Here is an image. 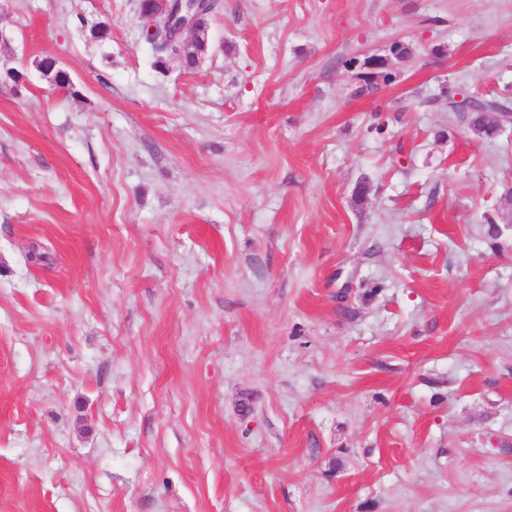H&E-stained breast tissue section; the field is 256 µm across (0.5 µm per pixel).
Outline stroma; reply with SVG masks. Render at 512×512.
I'll list each match as a JSON object with an SVG mask.
<instances>
[{
    "label": "stroma",
    "instance_id": "obj_1",
    "mask_svg": "<svg viewBox=\"0 0 512 512\" xmlns=\"http://www.w3.org/2000/svg\"><path fill=\"white\" fill-rule=\"evenodd\" d=\"M208 42L0 0V512H512V0H222ZM448 100V109L452 112H470L472 114V124L478 134L493 136L495 129L494 110L505 111L506 104L497 97H486L485 94L473 93L461 101L456 100L458 92L448 85L442 91ZM466 102L469 110H464L462 104Z\"/></svg>",
    "mask_w": 512,
    "mask_h": 512
}]
</instances>
